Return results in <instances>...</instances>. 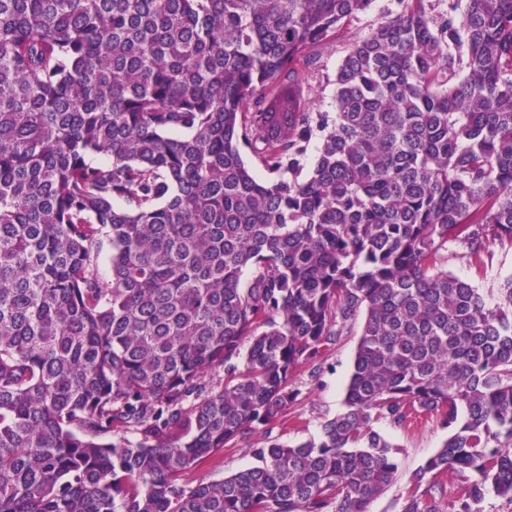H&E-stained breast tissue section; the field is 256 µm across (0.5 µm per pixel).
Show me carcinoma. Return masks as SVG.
I'll return each mask as SVG.
<instances>
[{
  "mask_svg": "<svg viewBox=\"0 0 512 512\" xmlns=\"http://www.w3.org/2000/svg\"><path fill=\"white\" fill-rule=\"evenodd\" d=\"M373 3L0 0V512H369L429 419L397 512L512 504V279L447 266L512 244V0H395L315 110ZM355 327L317 437L182 481ZM395 9L394 0H375L371 9L353 20L336 37L327 43L313 48L318 64L309 72L303 86V94L320 111H330V104L335 94L334 84L336 68L347 53L351 43L367 34L375 27L388 11ZM448 270L466 278L481 291L487 293L507 279H512V246L495 243L490 246L481 273H475L460 254L448 253ZM376 429L396 445L401 468V479L384 495L374 500L370 512H395L394 500L398 497L406 477L438 450L448 435V429L441 424L429 421L421 427L404 431L384 422L376 425Z\"/></svg>",
  "mask_w": 512,
  "mask_h": 512,
  "instance_id": "obj_1",
  "label": "carcinoma"
}]
</instances>
